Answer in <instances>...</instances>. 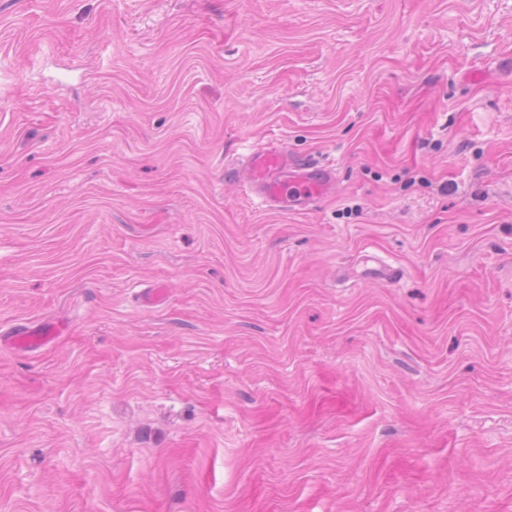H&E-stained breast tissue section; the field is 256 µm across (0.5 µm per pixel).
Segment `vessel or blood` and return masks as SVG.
<instances>
[{
  "instance_id": "vessel-or-blood-1",
  "label": "vessel or blood",
  "mask_w": 512,
  "mask_h": 512,
  "mask_svg": "<svg viewBox=\"0 0 512 512\" xmlns=\"http://www.w3.org/2000/svg\"><path fill=\"white\" fill-rule=\"evenodd\" d=\"M227 179H242L247 191L269 209L301 212L335 188L333 164L295 156L278 146L256 145L249 149L242 168L225 167ZM62 323L45 321L22 324L10 337L14 349L34 351L60 336Z\"/></svg>"
}]
</instances>
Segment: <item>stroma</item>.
Here are the masks:
<instances>
[{"label":"stroma","instance_id":"1","mask_svg":"<svg viewBox=\"0 0 512 512\" xmlns=\"http://www.w3.org/2000/svg\"><path fill=\"white\" fill-rule=\"evenodd\" d=\"M271 139L335 192L225 182ZM48 320L0 512H512V0H0V337Z\"/></svg>","mask_w":512,"mask_h":512}]
</instances>
